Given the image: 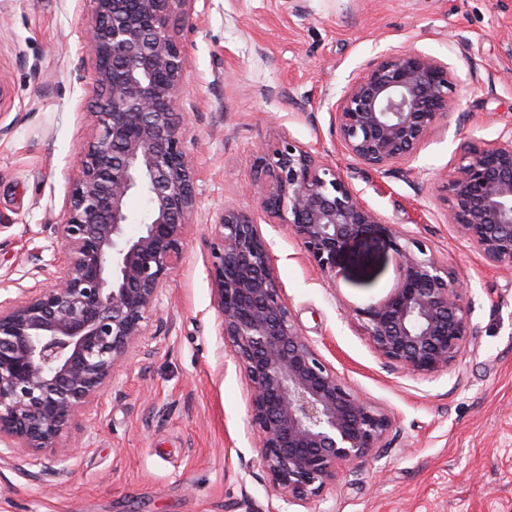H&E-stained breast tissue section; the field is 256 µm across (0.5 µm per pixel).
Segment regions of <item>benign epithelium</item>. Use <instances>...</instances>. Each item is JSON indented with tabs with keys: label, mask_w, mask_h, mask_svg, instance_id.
I'll list each match as a JSON object with an SVG mask.
<instances>
[{
	"label": "benign epithelium",
	"mask_w": 512,
	"mask_h": 512,
	"mask_svg": "<svg viewBox=\"0 0 512 512\" xmlns=\"http://www.w3.org/2000/svg\"><path fill=\"white\" fill-rule=\"evenodd\" d=\"M83 50L95 62V132L81 149L52 226L57 249L34 253V284H0V459L30 465L67 452L65 430L94 403L134 346L146 342L199 207L186 147V58L175 22L195 0H89ZM448 64L415 49L382 55L342 88L336 126L366 167L407 165L460 107ZM438 187L448 223L490 266L512 265V129L467 142ZM256 211L286 224L317 268L336 275L360 239L392 238L399 279L357 315L386 363L418 374L448 369L472 329L469 288L423 242L370 209L312 147L263 145L252 166ZM145 210L128 230V201ZM207 266L219 315L217 343L250 382V424L273 490L318 496L336 465L361 461L392 429L390 417L351 391L291 318L270 244L255 211L226 205L213 224Z\"/></svg>",
	"instance_id": "7a95c632"
}]
</instances>
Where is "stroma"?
<instances>
[{"label":"stroma","instance_id":"stroma-1","mask_svg":"<svg viewBox=\"0 0 512 512\" xmlns=\"http://www.w3.org/2000/svg\"><path fill=\"white\" fill-rule=\"evenodd\" d=\"M85 0H0V281L32 284L94 122ZM186 56V145L201 205L158 306L166 334L133 351L63 437L71 459L0 462V512H512V266L493 268L448 223L436 189L462 142L512 125V0H195ZM406 48L447 62L461 106L410 171L348 155L333 108L369 62ZM290 137L336 166L384 223L423 241L470 283L474 332L448 370L413 374L372 349L355 308L397 278L387 236L359 242L336 280L286 225L268 224L291 317L351 390L393 421L385 447L338 465L305 503L273 491L247 432L248 380L217 353L209 225L249 203L257 145Z\"/></svg>","mask_w":512,"mask_h":512}]
</instances>
